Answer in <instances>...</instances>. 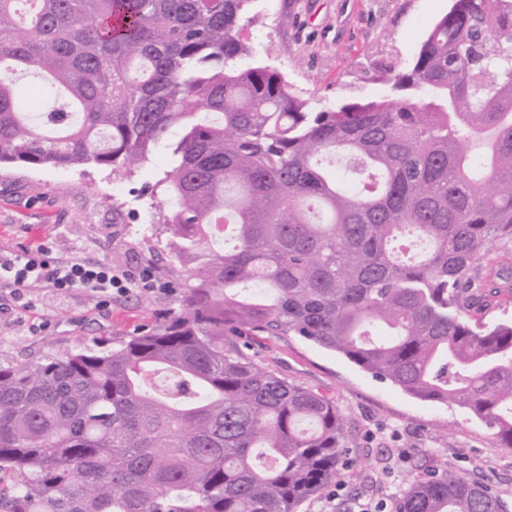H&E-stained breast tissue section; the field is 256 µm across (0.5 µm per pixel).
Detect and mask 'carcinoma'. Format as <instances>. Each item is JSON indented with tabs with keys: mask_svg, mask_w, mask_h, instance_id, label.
I'll return each mask as SVG.
<instances>
[{
	"mask_svg": "<svg viewBox=\"0 0 512 512\" xmlns=\"http://www.w3.org/2000/svg\"><path fill=\"white\" fill-rule=\"evenodd\" d=\"M250 0H0V163L114 172L166 150L179 311L0 366V512H296L344 476L336 401L244 353L295 334L512 449V322L470 271L512 238V0H452L398 95L313 112L251 54ZM33 72L55 105L29 112ZM232 246L217 247L223 232ZM394 512H509L427 471Z\"/></svg>",
	"mask_w": 512,
	"mask_h": 512,
	"instance_id": "obj_1",
	"label": "carcinoma"
}]
</instances>
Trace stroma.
Segmentation results:
<instances>
[{
  "label": "stroma",
  "instance_id": "35a3bbf8",
  "mask_svg": "<svg viewBox=\"0 0 512 512\" xmlns=\"http://www.w3.org/2000/svg\"><path fill=\"white\" fill-rule=\"evenodd\" d=\"M450 0H251L244 25L251 56L235 67L278 71L313 111L392 95L386 74L406 70ZM163 151L129 171L96 165L26 168L0 164V256L46 252L149 269L153 288L34 284L23 297L0 288V365L36 364L81 345L139 335L177 311L185 266L171 257L164 219L169 191ZM495 292L483 320H512V239L496 242L476 269ZM245 353L336 401L353 447L342 481L323 487L297 512H393L409 478L423 470L466 471L512 505V451L466 410L413 397L344 356L300 336H251Z\"/></svg>",
  "mask_w": 512,
  "mask_h": 512
}]
</instances>
